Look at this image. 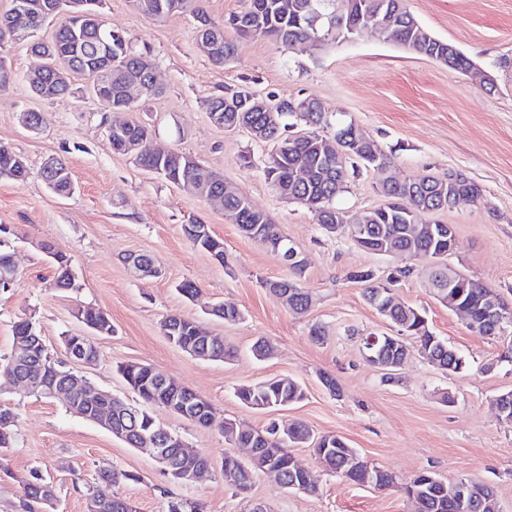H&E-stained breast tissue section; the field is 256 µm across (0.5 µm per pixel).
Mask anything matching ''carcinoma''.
Masks as SVG:
<instances>
[{
    "instance_id": "cac0c4a2",
    "label": "carcinoma",
    "mask_w": 512,
    "mask_h": 512,
    "mask_svg": "<svg viewBox=\"0 0 512 512\" xmlns=\"http://www.w3.org/2000/svg\"><path fill=\"white\" fill-rule=\"evenodd\" d=\"M12 5L0 14V41L20 40L31 37L39 29L42 21L30 14H24ZM58 12H67L51 40L32 43V53L45 57V66L39 71L26 74L25 81L36 95L54 100L72 94L71 75L82 74L88 79L108 81L106 95L112 103L122 101L127 74L137 71L143 82L149 84L145 96L155 97L163 89L150 85V70L154 61L147 52L133 51L125 36L107 27L99 15L97 7L101 0H51ZM404 0H249L248 7L238 14L229 16L224 22L214 21L199 6V0H132V7L143 18L156 20L173 13L189 12L198 26L210 28L211 43L200 45L209 60L222 66L235 57L236 46L224 35L225 28H231L241 38H272L282 44L299 42L320 36L326 40L341 42L354 36V31L368 23L373 15L388 18L382 40L394 42L409 49H416L427 57L448 66L453 73L465 74L471 71L473 64L469 58L458 52L453 54L442 45V40L432 36L416 18L405 9ZM68 57L73 62L71 72L57 73L51 66L56 57ZM252 93L238 91L235 103L230 105L224 96L217 95L206 101L209 115L220 116L221 126L252 128L261 131V142L273 146L264 166L267 179L288 200H297L307 204L315 212L317 224L321 229L328 225H341L340 234L348 237L352 244L374 254L391 251L402 253L416 259H432L440 255L448 257V237L430 232V224L423 221L428 213L440 211L439 198L443 180L431 175L408 177L402 181L385 180L379 185L380 193L388 199L379 206L351 215L336 205V198L343 191L348 167L358 164L364 168L378 169L384 163H392L378 144L370 139L364 144L355 145L349 141L338 143L339 149L332 157L320 154L317 144L324 136L318 129L327 124V116L320 103L305 98L292 101L287 98L270 96L269 103L277 109V122L268 121L264 108L251 99ZM290 117L297 118L310 131L307 136L292 138L286 135ZM152 140L149 128L137 120H129L125 125L112 131L108 141L112 150L124 154L129 142L141 144L140 153L133 158L139 166L152 170L164 179L181 185L197 188L205 182L206 197L224 208V215L238 225L241 232L264 245L278 259L292 247L291 240L285 236L279 226L274 224L266 213L253 208L250 200L243 196L224 194V178H214L191 155L176 152L161 155L151 149ZM20 154L11 147L0 144V176L12 180L26 176L18 165ZM53 190L65 191L72 181L67 165L57 161L56 174L44 176ZM457 206L472 205L482 197V189L466 175L460 176L453 185L447 187ZM193 247L206 252L219 263H224V245L213 233H204L191 241ZM56 266L55 286L76 289L78 284L70 269V259L58 252L53 257ZM291 277L269 281L266 286L276 294L281 289H294L288 297V306L297 313L306 312L312 304L310 294L298 287L295 279L302 277L306 261L288 265ZM352 278L368 283L365 297L368 302L383 309L384 316L398 331L405 333L418 344L421 357L430 363L459 373L467 368L466 359L444 339L434 335L428 328L425 317L417 309L399 303L391 305L390 297L384 294L387 284L395 281L390 277L386 281L376 280L368 270L352 274ZM493 293L480 282L470 278L467 288L460 293L447 294L448 305L466 313L470 325L484 337L492 329L493 313L486 304V298ZM74 316L88 328L98 327L112 332L108 326L109 318L101 311L92 308H78ZM161 327L164 334L173 343L192 356H206L213 361H230L235 351L224 345L216 336L205 335L196 323L181 315L166 317ZM373 352L387 360L400 358V348L393 342L379 338ZM0 368L27 378L33 392L43 398L50 397L46 387L52 385L50 370H55L58 380H63L71 369L65 363L54 358L48 348L31 338L28 320L15 323L13 342L8 356L0 358ZM117 372L126 385L138 395L141 404H127L113 397L111 399L88 398L76 405L67 403V408L87 421L95 415L112 410L113 430L111 434L132 448H143L144 437L153 434L157 421L150 408L157 406L168 408L169 400L191 396L206 408L208 401L188 387L165 376L158 369L142 363H121ZM236 397L247 407L262 410L269 406L292 405L304 397L301 386L293 379H269L260 383L244 385L236 391ZM276 422H270L261 430L247 431L237 424L226 421L222 431L224 439L238 448H252L255 451L254 463L244 470L243 462L230 454H224L221 466L224 483L230 487H248L262 466L273 463L279 467L280 483L287 487L303 483L301 469L290 464L291 453L288 447L305 446L312 448L315 456L332 472L356 483L355 477L348 472L349 444L336 435L317 436L303 422L288 424L286 440L276 438ZM179 436L166 432L152 439L151 447L167 453L172 466L179 470L198 471L210 467L208 457L199 453H187L178 443ZM18 437L15 430V416L0 411V455L15 447ZM427 472L414 474L405 483V493L409 498L413 512H497L498 498L494 489L471 478L464 481L473 485L466 509H461L458 498H450L441 488L429 482ZM24 496L28 501L49 505L55 499V488L40 471H30L29 478L22 481ZM104 503L99 512H138L135 503L127 498L112 496L101 499L97 492H87V505Z\"/></svg>"
}]
</instances>
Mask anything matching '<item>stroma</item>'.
Listing matches in <instances>:
<instances>
[{"mask_svg":"<svg viewBox=\"0 0 512 512\" xmlns=\"http://www.w3.org/2000/svg\"><path fill=\"white\" fill-rule=\"evenodd\" d=\"M410 12L433 36L456 46L476 73L449 72L446 65L364 33L359 39L320 47H286L267 38L241 39L234 61L218 67L198 48L195 20L176 13L148 21L130 0H104L106 25L126 35L134 51H149L164 93L140 97L135 116L148 124L154 141L190 154L219 172L229 189L250 198L292 240L306 259L299 285L312 296L310 309L294 313L267 288L288 277L287 267L265 246L246 237L223 209L188 190L146 172L112 150L104 111L87 90L85 77L72 78L74 92L45 100L29 89L25 76L38 64L26 43L0 49L12 74L0 90V143L28 160L24 182L0 177V245L13 256L22 278L0 289V357L12 346L13 325L36 321L50 353L65 359L63 339L89 335L99 351L85 375L124 401L138 403L115 371L119 362L152 365L190 387L213 407L202 427L166 409L153 413L191 450L208 455L211 466L194 484L168 481L145 451L128 447L102 427L70 412L63 400L45 399L15 386L0 372V408L16 416L18 443L0 461V512H86V490L119 495L140 512H166L172 499L199 501L204 512H249L259 503L267 512H411L403 487L428 470L443 479L468 476L493 486L500 512H512V427L500 424L493 399L512 391V362L500 356L508 342L469 331L462 316L432 293L429 264L397 254L382 256L354 247L347 237L326 234L307 205L282 198L266 179L268 144L247 131L214 125L207 99L224 88H248L291 99H317L333 136L336 121L354 123L391 156L396 179L449 171L466 173L483 191L479 202L429 214L455 227L457 243L447 263L512 302V0H406ZM24 112L38 113V132L25 129ZM67 163L74 191L61 196L42 176L48 159ZM382 174L356 169L337 199L357 213L384 204ZM202 222L224 243L223 260L194 248L183 227ZM67 254L78 287H54L56 267L41 243ZM153 257L156 276L137 279L124 259ZM369 270L378 279L395 277L397 300L422 311L430 330L465 356L467 370L447 373L411 352L395 381L365 358L369 334L392 325L364 297L353 272ZM199 293L184 297V281ZM217 303L238 308L237 321L210 315ZM105 312L112 331L89 333L76 308ZM194 319L208 334L223 337L237 356L224 363L189 355L164 336L169 315ZM325 331L314 340L313 326ZM271 352L258 359L257 341ZM335 377L339 395L322 385L320 373ZM271 378H291L303 399L285 408L255 410L243 405L237 388ZM301 421L316 434H337L371 465L391 473L384 490L342 479L313 455L294 447L317 494L284 490L269 475L257 474L248 493L236 494L221 473L231 449L222 426L232 420L259 429L269 420ZM48 474L57 498L52 506L22 505L21 482L30 470ZM112 469L138 474L135 482L109 485L99 473Z\"/></svg>","mask_w":512,"mask_h":512,"instance_id":"obj_1","label":"stroma"}]
</instances>
